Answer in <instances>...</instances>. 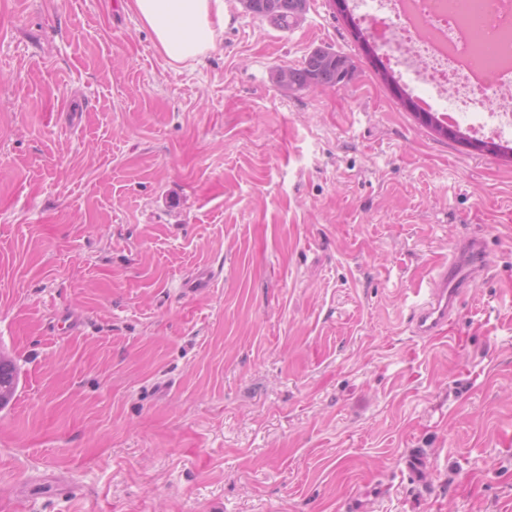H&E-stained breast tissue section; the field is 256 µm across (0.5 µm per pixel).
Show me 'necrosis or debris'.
<instances>
[{"mask_svg":"<svg viewBox=\"0 0 512 512\" xmlns=\"http://www.w3.org/2000/svg\"><path fill=\"white\" fill-rule=\"evenodd\" d=\"M370 39L386 53L419 107L448 122L512 116V0H357Z\"/></svg>","mask_w":512,"mask_h":512,"instance_id":"obj_1","label":"necrosis or debris"}]
</instances>
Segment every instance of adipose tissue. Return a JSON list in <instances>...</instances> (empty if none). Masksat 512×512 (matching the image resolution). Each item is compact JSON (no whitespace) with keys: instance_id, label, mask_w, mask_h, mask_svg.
<instances>
[{"instance_id":"1","label":"adipose tissue","mask_w":512,"mask_h":512,"mask_svg":"<svg viewBox=\"0 0 512 512\" xmlns=\"http://www.w3.org/2000/svg\"><path fill=\"white\" fill-rule=\"evenodd\" d=\"M130 7L173 66L200 60L224 30V0H131Z\"/></svg>"}]
</instances>
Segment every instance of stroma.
Masks as SVG:
<instances>
[{
  "label": "stroma",
  "instance_id": "stroma-1",
  "mask_svg": "<svg viewBox=\"0 0 512 512\" xmlns=\"http://www.w3.org/2000/svg\"><path fill=\"white\" fill-rule=\"evenodd\" d=\"M127 2L0 0V512H512V132L427 126L335 0L177 68ZM351 66L346 57L330 50L317 49L305 58L300 67L288 68L289 76L285 70L281 76L278 73L277 79L280 83L288 80L282 83L288 87L333 86L342 81L341 76L346 77ZM487 241L471 236L453 245L448 252V264L433 275L427 288L416 292L418 299L410 309L412 333L423 339L445 337L448 321L455 317L463 298L474 288L486 271ZM17 390L16 372L12 363L0 355V408L9 402Z\"/></svg>",
  "mask_w": 512,
  "mask_h": 512
}]
</instances>
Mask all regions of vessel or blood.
<instances>
[{"label":"vessel or blood","instance_id":"b4317fda","mask_svg":"<svg viewBox=\"0 0 512 512\" xmlns=\"http://www.w3.org/2000/svg\"><path fill=\"white\" fill-rule=\"evenodd\" d=\"M487 241L471 236L453 245L448 262L433 275L410 309L409 323L415 336L432 340L445 337L449 321L486 271Z\"/></svg>","mask_w":512,"mask_h":512}]
</instances>
